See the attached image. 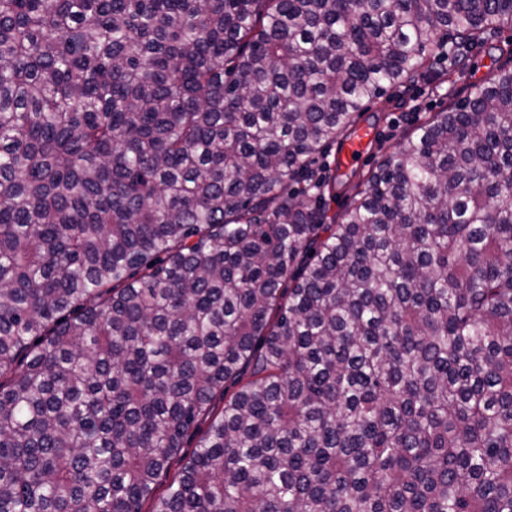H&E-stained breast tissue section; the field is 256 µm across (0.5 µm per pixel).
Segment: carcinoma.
<instances>
[{
  "label": "carcinoma",
  "instance_id": "cac0c4a2",
  "mask_svg": "<svg viewBox=\"0 0 512 512\" xmlns=\"http://www.w3.org/2000/svg\"><path fill=\"white\" fill-rule=\"evenodd\" d=\"M506 29L512 0H0V512H512V70L338 222L319 163ZM198 439L199 435L193 434L191 432L183 444L180 455H178L177 458L172 461L168 472L161 475V477L158 479L156 485L158 492H163L169 483L178 476L179 472L181 471L183 459L188 458L192 454L194 448L197 445Z\"/></svg>",
  "mask_w": 512,
  "mask_h": 512
}]
</instances>
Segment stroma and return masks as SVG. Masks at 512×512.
<instances>
[{"mask_svg":"<svg viewBox=\"0 0 512 512\" xmlns=\"http://www.w3.org/2000/svg\"><path fill=\"white\" fill-rule=\"evenodd\" d=\"M502 66L512 69V56L486 46L474 52L463 79H447L434 84L421 80L388 90L385 95L371 102L359 124L373 130L375 136L360 166L337 171L336 197L328 203L329 214H341L359 177L372 169L381 155L395 149L405 128L441 110L449 100L466 98L473 85L481 83L492 71Z\"/></svg>","mask_w":512,"mask_h":512,"instance_id":"obj_1","label":"stroma"}]
</instances>
